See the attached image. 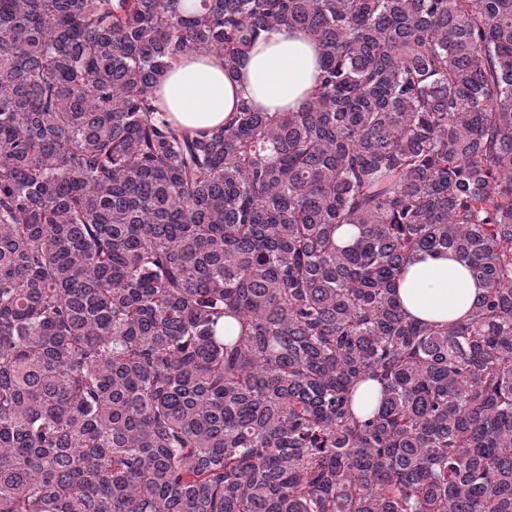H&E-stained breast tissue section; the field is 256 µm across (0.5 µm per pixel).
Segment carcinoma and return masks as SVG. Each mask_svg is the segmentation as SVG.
I'll list each match as a JSON object with an SVG mask.
<instances>
[{
    "mask_svg": "<svg viewBox=\"0 0 512 512\" xmlns=\"http://www.w3.org/2000/svg\"><path fill=\"white\" fill-rule=\"evenodd\" d=\"M276 25L306 106L155 119ZM0 512H512V0H0ZM482 288L450 254H418L398 282L406 314L420 322L455 323L471 317ZM381 395V385L376 381H366L360 384L355 393L356 413L366 418L378 404Z\"/></svg>",
    "mask_w": 512,
    "mask_h": 512,
    "instance_id": "carcinoma-1",
    "label": "carcinoma"
}]
</instances>
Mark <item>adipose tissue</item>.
Segmentation results:
<instances>
[{
  "mask_svg": "<svg viewBox=\"0 0 512 512\" xmlns=\"http://www.w3.org/2000/svg\"><path fill=\"white\" fill-rule=\"evenodd\" d=\"M319 72V52L311 36L280 25L260 31L235 78L226 77L218 55L189 52L166 70L155 94L168 120L209 131L222 127L242 99L268 112L299 110ZM481 293L469 270L448 254H418L396 288L406 314L427 323L468 320Z\"/></svg>",
  "mask_w": 512,
  "mask_h": 512,
  "instance_id": "1",
  "label": "adipose tissue"
}]
</instances>
